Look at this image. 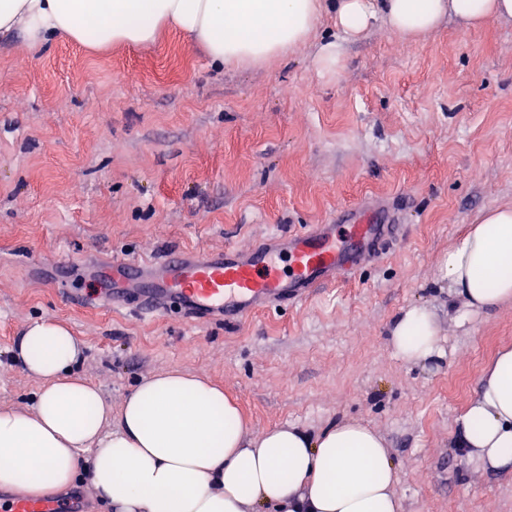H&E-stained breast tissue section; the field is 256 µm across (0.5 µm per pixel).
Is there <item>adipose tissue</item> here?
I'll return each mask as SVG.
<instances>
[{
  "instance_id": "obj_1",
  "label": "adipose tissue",
  "mask_w": 512,
  "mask_h": 512,
  "mask_svg": "<svg viewBox=\"0 0 512 512\" xmlns=\"http://www.w3.org/2000/svg\"><path fill=\"white\" fill-rule=\"evenodd\" d=\"M347 37L384 18L418 40L445 19L477 29L512 18V0H336ZM320 0H0V36L48 46L64 39L91 51L149 46L173 27L218 64L258 67L303 44ZM442 279L475 309L512 300V206L487 211L443 255ZM409 362L440 354L422 305L390 329ZM81 348L49 320L27 326L14 356L42 382L29 413L0 410V488L33 497L72 482L88 461L92 484L112 512H402L399 478L384 438L355 421L312 435L291 424L247 434L235 402L209 379L177 369L138 385L113 414L99 388L73 372ZM458 445L490 468L512 470V349H501L461 418Z\"/></svg>"
}]
</instances>
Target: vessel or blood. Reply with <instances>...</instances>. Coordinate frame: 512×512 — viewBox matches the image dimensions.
Masks as SVG:
<instances>
[{
	"instance_id": "b4317fda",
	"label": "vessel or blood",
	"mask_w": 512,
	"mask_h": 512,
	"mask_svg": "<svg viewBox=\"0 0 512 512\" xmlns=\"http://www.w3.org/2000/svg\"><path fill=\"white\" fill-rule=\"evenodd\" d=\"M350 242L368 244L380 236L395 240L391 224H370L353 215L347 226ZM355 256L338 243L329 226L309 229L288 239L282 248L258 246L178 256L159 265L119 264L122 276L137 289L138 306L147 313L177 304L188 317L205 321L215 316L238 319L256 306L300 304L317 287L335 283L354 271ZM78 501L62 503L16 495L0 503V512H80Z\"/></svg>"
}]
</instances>
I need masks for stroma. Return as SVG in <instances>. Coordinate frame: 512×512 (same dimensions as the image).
Instances as JSON below:
<instances>
[{
  "mask_svg": "<svg viewBox=\"0 0 512 512\" xmlns=\"http://www.w3.org/2000/svg\"><path fill=\"white\" fill-rule=\"evenodd\" d=\"M327 41L339 55L322 74ZM511 203V19H449L419 42L380 21L351 41L326 11L305 46L237 69L177 31L98 53L0 39V408L32 410L40 383L13 349L28 324L55 320L113 411L179 369L223 386L254 437L373 428L403 512H512V473L456 446L486 365L512 347V301L472 309L438 279L442 255ZM353 209L394 213L402 243L295 306L146 316L108 305L109 282L88 275L108 258L246 249L316 224L341 236ZM413 305L435 316L439 362L391 344Z\"/></svg>",
  "mask_w": 512,
  "mask_h": 512,
  "instance_id": "obj_1",
  "label": "stroma"
}]
</instances>
